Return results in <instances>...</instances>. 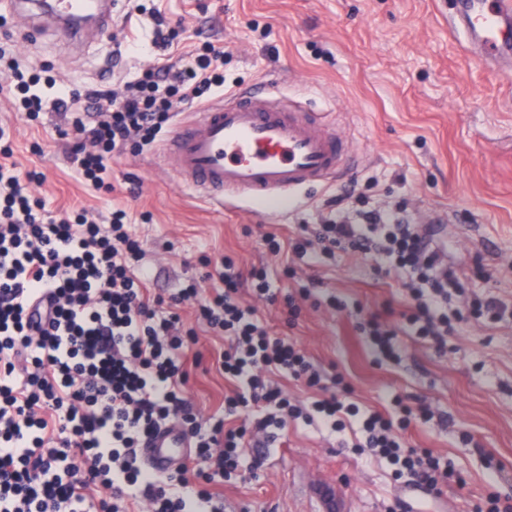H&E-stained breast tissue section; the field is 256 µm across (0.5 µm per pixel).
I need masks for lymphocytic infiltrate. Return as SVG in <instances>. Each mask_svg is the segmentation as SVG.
Returning a JSON list of instances; mask_svg holds the SVG:
<instances>
[{
	"label": "lymphocytic infiltrate",
	"mask_w": 512,
	"mask_h": 512,
	"mask_svg": "<svg viewBox=\"0 0 512 512\" xmlns=\"http://www.w3.org/2000/svg\"><path fill=\"white\" fill-rule=\"evenodd\" d=\"M224 89V54L213 44L181 68L164 67L128 83L123 96L107 90L61 91L53 105L71 132L69 151L81 179L111 190L112 159L128 144L156 142L182 104ZM0 131V512H128L145 499L151 512H223L215 491L237 474L250 428L281 425L298 415L269 377L286 374L318 388L322 376L294 346L271 336L240 290L273 297L261 269L242 278L231 258L213 264L214 287L198 300L196 284L170 297H148L137 271L141 245L124 210L101 228L85 210L45 220L43 205L27 191L33 173H18ZM316 237L325 255L336 246L372 253L375 261L415 274L421 286L405 320L417 335L440 341L448 333V290L454 271L439 252L404 224L398 213L363 211L358 222L329 221ZM196 302V314L228 344L219 357L235 390L224 400V418L202 430L184 398L188 382L186 339L179 305ZM43 307L45 327L30 309ZM336 393L312 411L332 429L356 418L373 455L394 477L437 490L460 476L427 448H410L402 432L414 415L400 404L399 418L363 411ZM255 408L253 426L225 428V417ZM188 425L195 448L189 465L159 475L138 464L135 450L160 425Z\"/></svg>",
	"instance_id": "obj_1"
}]
</instances>
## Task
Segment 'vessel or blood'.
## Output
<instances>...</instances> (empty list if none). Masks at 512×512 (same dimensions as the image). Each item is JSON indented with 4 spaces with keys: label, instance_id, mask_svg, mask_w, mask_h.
Returning <instances> with one entry per match:
<instances>
[{
    "label": "vessel or blood",
    "instance_id": "obj_1",
    "mask_svg": "<svg viewBox=\"0 0 512 512\" xmlns=\"http://www.w3.org/2000/svg\"><path fill=\"white\" fill-rule=\"evenodd\" d=\"M452 27L475 59L498 67L512 60V0H454ZM29 12L67 40L88 27L112 29V0H0V14ZM162 159L199 198L221 208L264 202L277 210L305 188L326 185L348 166V153L319 112L266 82L187 113L164 142ZM188 435L164 425L146 442L144 463L158 473L191 456Z\"/></svg>",
    "mask_w": 512,
    "mask_h": 512
}]
</instances>
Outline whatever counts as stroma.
I'll use <instances>...</instances> for the list:
<instances>
[{"mask_svg": "<svg viewBox=\"0 0 512 512\" xmlns=\"http://www.w3.org/2000/svg\"><path fill=\"white\" fill-rule=\"evenodd\" d=\"M452 0H114L111 34L90 35L79 51L52 33H29L19 16L0 19V130L20 172H43L29 189L58 216L86 209L109 225L125 210L143 250L149 294L170 295L189 280L201 294L213 282L202 257L232 256L242 272L264 267L276 300H258L274 336L303 350L323 374H343L350 401L395 415V397L425 407L403 437L443 456L465 479L433 493L357 448L352 431L320 420L288 419L241 450L243 480L217 486L224 512H472L483 496L512 499V68L487 69L448 27ZM175 28L168 48L158 23ZM224 51L226 90L277 81L314 111L328 113L350 148L353 175L303 191L277 217L263 205L214 210L156 162V148L127 147L112 160L111 190L83 183L53 107L28 121L5 84L12 72L46 85L121 91L147 69L183 66L195 48ZM355 187L369 210L398 211L426 230L462 276L448 291L453 325L443 347L402 325L413 305L410 278L385 273L371 256L343 249L334 258L272 254L267 235L340 220L330 198ZM291 264L294 276L282 273ZM295 296L296 320L285 300ZM496 302L497 319L471 315L473 300ZM197 334L200 366L185 397L202 426L219 416L231 384L214 359L224 347L181 308ZM377 316L398 325L394 359L378 358L359 330Z\"/></svg>", "mask_w": 512, "mask_h": 512, "instance_id": "35a3bbf8", "label": "stroma"}]
</instances>
